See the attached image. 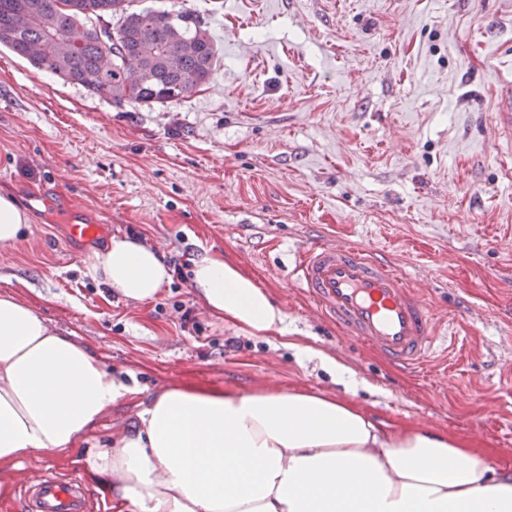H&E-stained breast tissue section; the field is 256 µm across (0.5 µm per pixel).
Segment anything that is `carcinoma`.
I'll list each match as a JSON object with an SVG mask.
<instances>
[{
	"label": "carcinoma",
	"instance_id": "1",
	"mask_svg": "<svg viewBox=\"0 0 512 512\" xmlns=\"http://www.w3.org/2000/svg\"><path fill=\"white\" fill-rule=\"evenodd\" d=\"M29 2L0 0V47L116 104L181 102L217 72L216 45L190 11L149 10L138 0H81L73 10L69 0H37L41 23L24 28L17 17ZM131 54L144 61L141 71L126 67Z\"/></svg>",
	"mask_w": 512,
	"mask_h": 512
}]
</instances>
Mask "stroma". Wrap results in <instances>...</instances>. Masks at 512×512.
Returning a JSON list of instances; mask_svg holds the SVG:
<instances>
[{
  "label": "stroma",
  "mask_w": 512,
  "mask_h": 512,
  "mask_svg": "<svg viewBox=\"0 0 512 512\" xmlns=\"http://www.w3.org/2000/svg\"><path fill=\"white\" fill-rule=\"evenodd\" d=\"M145 3L199 13L217 47L214 79L183 102L118 105L0 47V191L31 217L0 244V291L146 393L352 390L376 421L464 436L512 465V0ZM73 201L103 235L70 238ZM116 236L181 263L155 300L93 276ZM316 236L423 284L447 351L406 373L310 313L289 273ZM209 254L269 293L296 348L208 312L186 263ZM82 453L37 454L0 479L79 476Z\"/></svg>",
  "instance_id": "stroma-1"
}]
</instances>
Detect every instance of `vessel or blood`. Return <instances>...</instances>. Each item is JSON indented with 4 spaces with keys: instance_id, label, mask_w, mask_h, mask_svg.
Listing matches in <instances>:
<instances>
[{
    "instance_id": "1",
    "label": "vessel or blood",
    "mask_w": 512,
    "mask_h": 512,
    "mask_svg": "<svg viewBox=\"0 0 512 512\" xmlns=\"http://www.w3.org/2000/svg\"><path fill=\"white\" fill-rule=\"evenodd\" d=\"M292 281L309 295L315 313L333 318L346 337L369 345L396 367H421L439 339L424 289L360 244L305 241ZM20 487L28 512H86L93 497L76 478L25 479Z\"/></svg>"
}]
</instances>
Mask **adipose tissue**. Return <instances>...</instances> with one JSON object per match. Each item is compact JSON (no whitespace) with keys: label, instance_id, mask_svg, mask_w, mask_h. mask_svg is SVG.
Masks as SVG:
<instances>
[{"label":"adipose tissue","instance_id":"obj_1","mask_svg":"<svg viewBox=\"0 0 512 512\" xmlns=\"http://www.w3.org/2000/svg\"><path fill=\"white\" fill-rule=\"evenodd\" d=\"M191 270L211 315L254 337H287L283 309L237 265L206 255ZM93 271L141 303L173 274L127 237L113 238ZM140 393L0 292V466L72 448ZM136 417L80 459L105 512H512V471L448 433L376 422L349 398L185 384L140 400Z\"/></svg>","mask_w":512,"mask_h":512}]
</instances>
